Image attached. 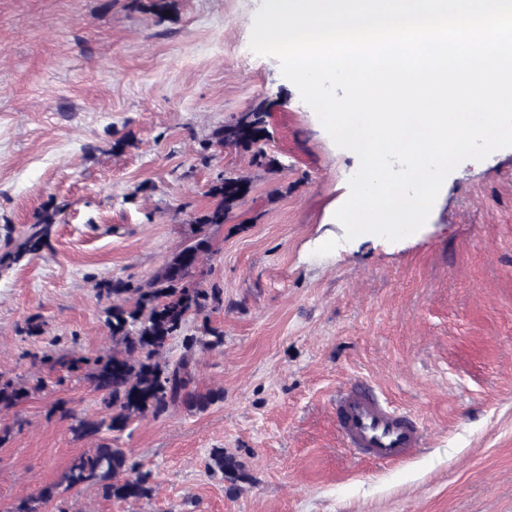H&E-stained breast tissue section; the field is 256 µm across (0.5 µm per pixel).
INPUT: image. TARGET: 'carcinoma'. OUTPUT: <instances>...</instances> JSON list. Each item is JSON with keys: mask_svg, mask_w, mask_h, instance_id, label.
I'll list each match as a JSON object with an SVG mask.
<instances>
[{"mask_svg": "<svg viewBox=\"0 0 512 512\" xmlns=\"http://www.w3.org/2000/svg\"><path fill=\"white\" fill-rule=\"evenodd\" d=\"M134 6L158 16L167 12L169 0H132ZM264 103L214 128L201 144L202 152H219L234 146L252 153L259 166L274 168L277 159L267 155L261 144L268 138ZM249 192L248 182L239 176L226 175L214 182L207 195L213 203L197 212L191 222L201 227L224 223ZM58 209L45 208L37 216L18 251L0 258V264L19 259L25 253L35 254L46 244L50 227L56 222ZM209 250L207 239L199 237L184 246L164 267L146 282L132 286L121 280L99 284L97 297L105 301L106 323L116 348L103 355L54 359L48 355L33 356L40 364L55 369L59 366L70 372L83 371L93 389L103 395L106 416L92 419L57 400L50 412L70 422L77 438H88L102 430L123 432L136 418H157L170 406L183 403L204 410L224 399V392L201 394L190 389L193 357L186 355L170 364L163 360L168 341L181 333L189 315H200L218 297L193 285L192 278L201 255ZM28 396V389L0 373V412H7ZM213 468L235 481L240 464L224 455V449L211 454ZM96 486L103 497L120 501L140 500L153 493L152 473L130 461L125 449L102 444L89 453L76 457L61 480L45 486L39 496L28 497L15 504L11 512H42L44 504L52 501L59 488L73 490Z\"/></svg>", "mask_w": 512, "mask_h": 512, "instance_id": "obj_1", "label": "carcinoma"}]
</instances>
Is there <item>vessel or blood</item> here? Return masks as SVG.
<instances>
[{"instance_id": "1", "label": "vessel or blood", "mask_w": 512, "mask_h": 512, "mask_svg": "<svg viewBox=\"0 0 512 512\" xmlns=\"http://www.w3.org/2000/svg\"><path fill=\"white\" fill-rule=\"evenodd\" d=\"M334 405L344 443L368 459L401 462L423 445L418 422L391 408L369 386L354 384L340 390Z\"/></svg>"}]
</instances>
